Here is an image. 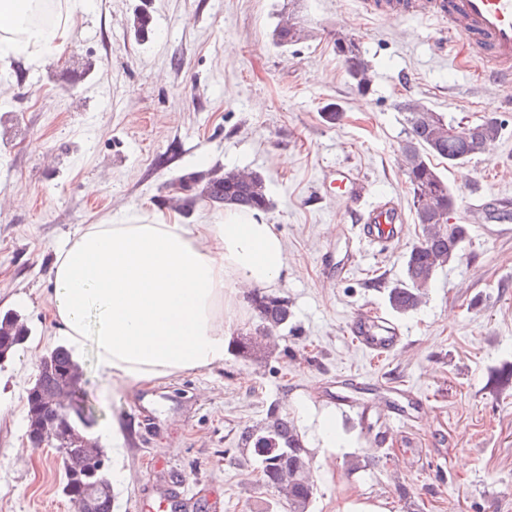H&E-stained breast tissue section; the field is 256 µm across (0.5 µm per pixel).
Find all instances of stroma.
Wrapping results in <instances>:
<instances>
[{
	"instance_id": "35a3bbf8",
	"label": "stroma",
	"mask_w": 512,
	"mask_h": 512,
	"mask_svg": "<svg viewBox=\"0 0 512 512\" xmlns=\"http://www.w3.org/2000/svg\"><path fill=\"white\" fill-rule=\"evenodd\" d=\"M283 0H90L75 36L46 63L0 58V314L30 331L0 362V512H76L55 449L26 440L30 349L68 345L52 317L54 251L87 224L146 220L222 222L200 204L175 214L168 186L221 166L266 178V223L281 234L287 274L276 288L292 318L274 351L254 362L184 373L113 396L91 345L73 348L91 432L111 472L112 512H142L146 484L180 480L186 512H288L265 487L242 434L277 409L300 430L313 469L310 512H336L367 495L388 512H512V219L469 227L461 256L439 271L428 300L395 313L387 290L417 242L401 168L407 99L453 124L494 114L504 131L492 151L439 163L457 199H512V103L489 99L479 57L457 66L461 44L415 15L381 16L363 0H300L308 39L280 50L270 33ZM153 17L135 37V11ZM356 39L371 66L360 93L334 51ZM71 87L59 96L57 84ZM337 113L327 121V113ZM347 163L372 199L392 198L405 222L385 248H352L345 205L326 194L327 170ZM380 314L402 345L372 360L349 335L357 315ZM336 417L335 447L316 433ZM121 443H112L113 423Z\"/></svg>"
}]
</instances>
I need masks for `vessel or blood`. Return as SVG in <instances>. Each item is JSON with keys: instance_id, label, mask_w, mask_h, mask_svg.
Instances as JSON below:
<instances>
[{"instance_id": "b4317fda", "label": "vessel or blood", "mask_w": 512, "mask_h": 512, "mask_svg": "<svg viewBox=\"0 0 512 512\" xmlns=\"http://www.w3.org/2000/svg\"><path fill=\"white\" fill-rule=\"evenodd\" d=\"M384 10L415 13L460 34L468 52L482 59L485 85L497 93L512 90V0H386ZM322 186L347 208L363 206L362 239L386 243L398 238L402 210L391 200L369 202V183L354 167L338 165L325 175ZM350 329L355 345L376 359L389 355L402 341L400 330L380 316L358 317Z\"/></svg>"}]
</instances>
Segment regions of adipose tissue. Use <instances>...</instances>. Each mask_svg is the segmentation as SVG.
Wrapping results in <instances>:
<instances>
[{"instance_id":"obj_1","label":"adipose tissue","mask_w":512,"mask_h":512,"mask_svg":"<svg viewBox=\"0 0 512 512\" xmlns=\"http://www.w3.org/2000/svg\"><path fill=\"white\" fill-rule=\"evenodd\" d=\"M88 0H0V52L44 62L74 36ZM286 246L261 214L228 209L218 224H88L51 267L53 317L92 343L113 395L137 384L222 367L237 299L278 284Z\"/></svg>"}]
</instances>
